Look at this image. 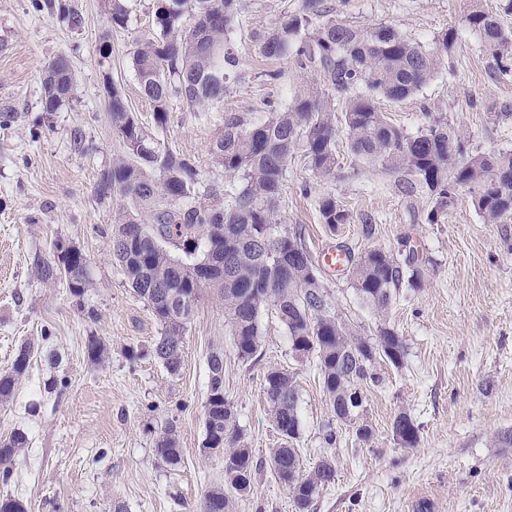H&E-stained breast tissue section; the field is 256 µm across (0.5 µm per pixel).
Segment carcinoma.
<instances>
[{
    "label": "carcinoma",
    "instance_id": "carcinoma-1",
    "mask_svg": "<svg viewBox=\"0 0 512 512\" xmlns=\"http://www.w3.org/2000/svg\"><path fill=\"white\" fill-rule=\"evenodd\" d=\"M103 7L111 27L128 26V0H104ZM241 10L242 0H157L155 32L136 43L132 64L158 127L166 126L174 96L194 112L221 111L224 97L241 79L240 51L232 38ZM465 22L493 58L492 75L511 73L512 32L504 29L498 14L475 2ZM258 37L266 57H291L298 68L315 74L298 75L288 104L263 122L249 124L236 114L224 115V128L210 155L224 176L240 180L238 186H202L192 159L150 135L112 88L107 110L125 152L100 170L94 184L99 200L118 194L124 201L112 227V259L162 325L152 354L169 374L179 373L185 327L202 291L212 288L224 301L225 322L239 359L255 357L261 312L275 310L292 344L316 354L336 420L349 423L368 440L372 427L359 415L353 421L346 418L345 400L352 389L379 382L374 373L379 361L402 366L407 347L385 322L377 335L361 336L332 312L302 231L277 221L288 159L302 146L312 173L332 176L339 164L336 137L341 124L352 159L400 175L408 194L429 195V223L447 215L455 192L462 189L487 223L505 224L512 221V152L468 154L455 127L444 120L436 119L411 136L378 110L377 99L403 102L433 79L439 56L456 40L454 29L428 50L393 25L362 30L331 17L322 0H301ZM72 88L68 58L49 60L41 76L42 111H61ZM317 206L330 228L349 223V213L335 195H321ZM210 247L219 249L224 271L209 274L203 267ZM349 261L354 289L380 318L387 317L402 286H422L425 259L407 236L399 238L396 254L371 249L349 255ZM31 265L41 281H63L74 296L86 288L88 258L63 240L54 243L52 255H34ZM34 355L31 342L17 348L10 370L0 374V405L13 400ZM207 367L202 445L210 454H224V482L204 491L198 512H229L232 500L251 489L253 457L236 424L234 406L224 395V353L210 352ZM264 393L284 441L271 451L272 471L291 493L298 512H308L320 489L335 480V467L324 458L311 470L302 469L294 447L300 419L293 375L269 372ZM392 435L403 448L419 442L418 427L404 411L395 415ZM27 445L28 436L20 430L0 436V482L12 479L14 458ZM155 455L169 466L181 463L174 432L157 440Z\"/></svg>",
    "mask_w": 512,
    "mask_h": 512
}]
</instances>
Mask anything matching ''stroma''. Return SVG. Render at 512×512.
<instances>
[{
	"mask_svg": "<svg viewBox=\"0 0 512 512\" xmlns=\"http://www.w3.org/2000/svg\"><path fill=\"white\" fill-rule=\"evenodd\" d=\"M298 0H242L234 33L245 77L220 112H192L172 99L168 122L157 127L141 95L130 54L154 31L156 0H131L125 29H109L102 0H0V372L17 347L36 348L15 396L0 407V436L24 431L29 446L13 465L0 496L23 499L29 512H193L205 489L224 481L222 455H204V405L209 352L224 354V393L233 403L256 471L249 494L232 512H296L270 468L280 438L264 394L268 371L293 373L304 467L330 458L336 477L310 512H512V447L498 445L512 431V221L489 224L470 196L458 192L442 223L428 221L431 203L407 194L396 175L357 166L338 135L339 165L318 178L301 153L288 160L278 219L305 233L312 257L340 245L352 254L397 251L409 236L429 257L422 288H400L386 319L402 336V367L381 363L380 386L365 394L373 428L358 439L338 422L323 391L315 355L297 357L280 318L261 316V344L250 361L238 359L224 319V303L205 291L185 333L182 368L170 375L149 351L162 331L128 285L110 249L120 198L100 201L94 184L122 145L107 111L118 87L140 125L174 152L191 157L204 185H224L210 145L225 113L257 123L283 109L295 64L265 57L256 32L277 22ZM333 17L363 29L399 28L424 48L448 29L457 40L434 78L398 104L378 108L413 135L442 117L460 130L466 152H512V74L495 79L493 61L466 26L473 0H323ZM80 19L70 26L61 19ZM109 44L102 55L101 44ZM71 64L69 105L44 115L40 72L57 54ZM331 193L350 215L330 229L315 200ZM376 231L364 236L361 218ZM89 259V283L72 295L63 282L37 279L30 258L51 255L56 240ZM333 312L358 334L376 335L379 319L356 294L349 274L320 271ZM105 348L102 364L85 355L89 337ZM406 411L419 427V444L403 448L391 424ZM334 430V444L324 439ZM174 431L182 452L172 468L154 455L157 439Z\"/></svg>",
	"mask_w": 512,
	"mask_h": 512,
	"instance_id": "obj_1",
	"label": "stroma"
}]
</instances>
